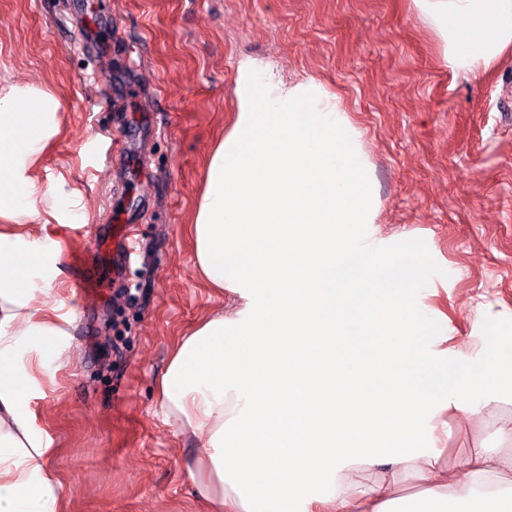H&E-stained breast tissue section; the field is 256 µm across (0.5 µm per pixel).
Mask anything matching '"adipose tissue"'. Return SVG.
<instances>
[{"mask_svg":"<svg viewBox=\"0 0 512 512\" xmlns=\"http://www.w3.org/2000/svg\"><path fill=\"white\" fill-rule=\"evenodd\" d=\"M435 31L448 69L479 76L512 49V0H412ZM237 112L206 170L197 203L195 261L201 277L242 301L203 321L180 344L162 378L169 414L207 437L195 468L221 483L197 485L214 512H288L313 500L330 512H395L393 488L421 485L413 512H512L492 484L512 474V453L468 448L443 465L436 436L417 447L410 419H428L463 392L468 364L449 376L429 363L401 320L412 311L415 269L384 256L368 273L339 224H365L375 208L353 130L336 97L290 83L253 62L238 70ZM58 103L31 87L0 95V220L36 212L29 170L55 130ZM47 247L0 231V512H59L61 483L24 410L18 350L36 337L55 350L60 328L30 305ZM377 399L353 415L349 397ZM289 401V429H268L256 403ZM235 466H227L228 457Z\"/></svg>","mask_w":512,"mask_h":512,"instance_id":"ef3b65f1","label":"adipose tissue"}]
</instances>
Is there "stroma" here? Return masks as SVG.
I'll use <instances>...</instances> for the list:
<instances>
[{
  "mask_svg": "<svg viewBox=\"0 0 512 512\" xmlns=\"http://www.w3.org/2000/svg\"><path fill=\"white\" fill-rule=\"evenodd\" d=\"M248 59L346 109L375 193L358 231L421 255L413 301L444 367L512 351V60L454 74L411 0H0V78L59 103L35 169L57 203L26 228L54 250L31 303L52 290L63 334L57 356L27 342L18 358L61 512H210L191 469L207 441L167 420L160 381L238 302L198 274L192 224ZM89 265L110 286L81 301ZM434 422L453 459L501 447L512 406Z\"/></svg>",
  "mask_w": 512,
  "mask_h": 512,
  "instance_id": "1",
  "label": "stroma"
}]
</instances>
